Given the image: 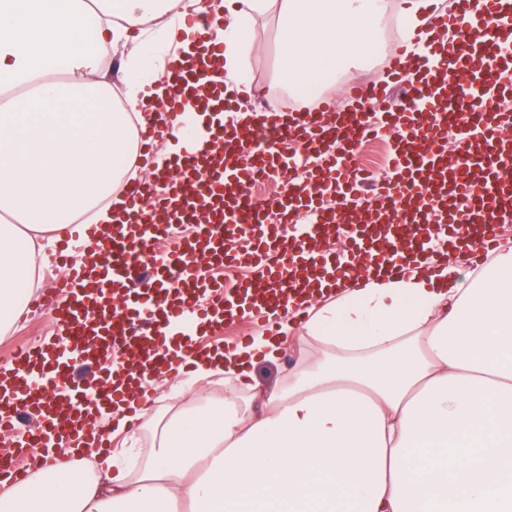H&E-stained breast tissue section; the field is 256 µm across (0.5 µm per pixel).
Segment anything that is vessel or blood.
Listing matches in <instances>:
<instances>
[{
  "instance_id": "vessel-or-blood-1",
  "label": "vessel or blood",
  "mask_w": 512,
  "mask_h": 512,
  "mask_svg": "<svg viewBox=\"0 0 512 512\" xmlns=\"http://www.w3.org/2000/svg\"><path fill=\"white\" fill-rule=\"evenodd\" d=\"M499 3L456 0L453 10L432 16V31L447 35L454 53L440 56L438 45L428 39L417 57L396 53L387 63L388 76H400L411 62L418 72L414 82L401 83L400 95H387L381 85H356L348 89L351 106L346 110H337L328 100L261 109L248 131L216 127L209 135V155L187 153L165 182L140 180L127 186L132 211L165 212L168 220L133 219L106 230L87 226V237L103 240L101 260L68 265L60 285L67 301H46L54 321L67 333L65 340L48 347L19 346L10 369L0 372V434H11L26 411L55 418L61 380L70 377L74 362L96 358L98 351L91 350L89 342L101 329L111 331L102 350L125 357L153 351L168 369L173 364L170 349L200 354L195 336L216 330L235 313L265 320L257 287H268L270 296L283 304L289 294L303 293L300 267L314 272L324 262L311 239L327 224L335 225L337 234L347 231L337 220L336 208L327 207L328 198L341 204L371 195L376 218L362 222L361 230L373 235L380 247L368 253V265L383 264L392 273H405L403 251L425 244L417 234L422 221L446 225L464 256L477 259L488 252L498 223L512 213V124L496 108L498 98L512 94V88L497 79L512 61V19L504 18ZM187 20L201 32L204 47L192 60L173 58L168 81L177 97H191L200 109L232 106L224 80L213 77L208 65L209 58L224 53L223 43L212 36L215 18L191 11ZM459 108L465 111L466 131L452 147L448 116ZM379 134L395 143L389 178L364 172L356 164L357 146ZM283 141L298 145L299 154H283ZM300 158L316 171L308 182L290 184L273 203L251 195L250 187L259 178L272 171L289 173ZM202 204L208 214L198 222L194 237L162 253L151 251L154 241L168 235L171 217L188 218ZM272 206L284 217L304 211L314 220L291 235L268 220ZM246 233L255 240L254 250H233L231 238ZM204 262L247 265L258 276L229 290L214 288L200 316L195 298ZM171 317L193 319V335L166 343L160 327ZM119 398L113 387L71 388L68 426L101 437L102 426L86 406L114 404ZM53 441L48 430L27 431L13 455L0 456V469L29 470Z\"/></svg>"
}]
</instances>
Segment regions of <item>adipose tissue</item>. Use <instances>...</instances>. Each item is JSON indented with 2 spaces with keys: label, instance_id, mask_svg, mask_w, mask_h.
<instances>
[{
  "label": "adipose tissue",
  "instance_id": "1",
  "mask_svg": "<svg viewBox=\"0 0 512 512\" xmlns=\"http://www.w3.org/2000/svg\"><path fill=\"white\" fill-rule=\"evenodd\" d=\"M178 0H0V93L21 88L0 110V334L20 313L17 288L36 262H49L62 218L127 221L117 188L136 160L132 118L172 126L153 176H164L217 114L185 105L159 109L171 90L156 81L155 44L128 57L122 105L101 69L102 53L174 13ZM215 34L228 93L247 82L243 58L257 18L279 14L282 81L309 97L355 60L375 31L385 0H224ZM128 151L117 163L118 148ZM406 274L382 268L343 288L332 270L295 301L304 327L277 319L281 334L303 329L323 358L301 364L259 396L256 359L279 358L259 335L200 357L186 387L221 371L239 383L222 411L180 410L167 422L125 390L104 410L112 433L157 445L137 477L112 464L85 477L78 449H47L28 476L0 474V512H512V243L498 244L485 269L410 256ZM260 406H253V399Z\"/></svg>",
  "mask_w": 512,
  "mask_h": 512
}]
</instances>
